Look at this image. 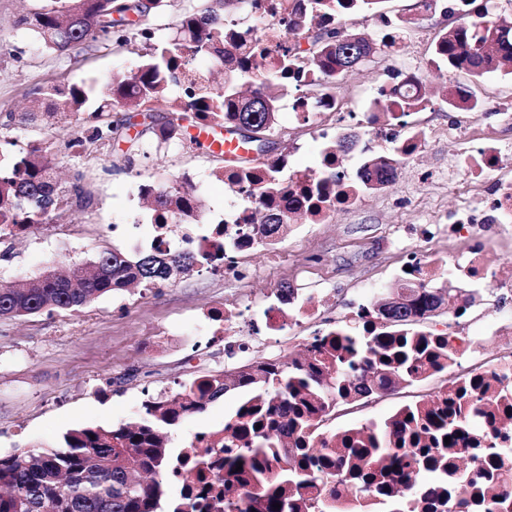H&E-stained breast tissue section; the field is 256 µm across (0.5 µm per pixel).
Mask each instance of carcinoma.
I'll use <instances>...</instances> for the list:
<instances>
[{"mask_svg":"<svg viewBox=\"0 0 512 512\" xmlns=\"http://www.w3.org/2000/svg\"><path fill=\"white\" fill-rule=\"evenodd\" d=\"M19 16L15 26L31 31L50 54L73 53L114 39L119 49L138 57L135 69L114 72L107 92L92 111L88 94L77 84L53 83L34 92L37 108L26 113V125L55 115L64 122L88 113L89 127L71 131L73 141L112 145V169L129 170L147 156L149 143L165 138L182 146H198L190 129L233 133L254 120L255 131L271 136L278 103L291 88L288 75L305 84L335 87L336 76L360 63V57L397 47V34H383L373 45L340 43L332 19L374 9L384 0H305L296 7L280 4L278 25L286 29L277 42L254 37L232 24L237 0H202L204 8L180 14L173 33L153 41V16L164 0H40ZM471 6L469 20L442 29L434 43L437 69L465 71L485 77L512 61V26L500 24L485 3ZM207 58L246 79L250 90L235 83L216 85L193 63ZM400 79L381 90L380 112L403 116L418 111L414 99L396 98ZM180 90L170 96V88ZM441 101L455 109L474 110L481 102L456 87L443 86ZM135 134H130V130ZM358 135L328 142L326 162L350 149ZM258 155L231 162L240 175V190L257 198L261 223L254 224L257 244L267 245L288 232L289 210L278 201L290 192L294 178L268 167L260 156L268 150L258 139L241 140ZM56 162L44 142L29 146L21 157L0 166V234L41 224L68 196L83 198L81 187L64 186L55 176ZM395 167L366 159L356 171L360 189L375 190L392 182ZM152 200L151 223L157 235L169 236L177 224H199L201 201L175 180L166 186L147 184ZM218 255L195 250L163 249L132 259L118 248L105 249L85 265L54 270L47 281L31 280L22 289L0 286V317H26L44 312L77 311L96 298L132 282L158 285L210 265ZM403 313L381 314V329L372 335L337 327L315 338L299 358L252 361L245 370H217L182 385L167 396L151 398L132 424L87 425L67 431L58 447L17 448L0 455V512H336V471L345 482L365 492H388L377 465L390 448L402 450L395 461L403 468L466 472L469 458L457 448L464 437L476 445L485 437L472 429L471 411L502 392L483 377L438 388L426 401L400 408L384 423L328 431L336 406L350 405L410 386L433 376L448 352L426 340L418 317H432L447 307L443 295L425 283ZM387 360H382V357ZM243 393L236 411L213 432H202L188 446L173 450L168 428L218 401L226 386ZM450 437V443L444 438ZM292 445L294 455L281 449ZM241 470H236L237 465ZM280 504L276 509L273 504Z\"/></svg>","mask_w":512,"mask_h":512,"instance_id":"carcinoma-1","label":"carcinoma"}]
</instances>
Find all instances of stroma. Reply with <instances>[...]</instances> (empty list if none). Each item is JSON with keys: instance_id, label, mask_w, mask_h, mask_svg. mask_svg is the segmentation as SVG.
Returning <instances> with one entry per match:
<instances>
[{"instance_id": "35a3bbf8", "label": "stroma", "mask_w": 512, "mask_h": 512, "mask_svg": "<svg viewBox=\"0 0 512 512\" xmlns=\"http://www.w3.org/2000/svg\"><path fill=\"white\" fill-rule=\"evenodd\" d=\"M415 0H386L381 13H355L340 25L346 31L377 41L378 17L390 22L407 18L396 53L344 72L336 96L345 111L371 110L393 70L419 72L428 102L412 120L428 140L426 148L401 165L395 181L379 190L360 193L351 204L332 209L318 222L293 224L278 243L260 245L239 255L244 278L225 279L208 270L182 274L147 288L135 284L103 296L77 312H55L21 318H0V454L17 447H53L63 434L89 424L134 422L148 397L170 394L177 385L211 370L232 369L246 361L299 354L313 331L348 321L353 302L363 289L385 294L396 283L404 251L415 246L413 230L431 224L428 248L446 263L433 287L470 289L457 272L466 244L446 225L463 204L473 203L467 190L449 189V179H462L455 148L443 137L449 124L471 134V146L493 138L504 170L512 171V72L474 80L462 71L441 72L432 64L433 46L446 21L441 12L418 13ZM36 0H0V162L10 163L30 141L48 142L57 156L64 185L77 184L83 198L67 205L43 224L23 233L0 237V284L22 286L57 262L79 264L103 249L118 247L129 254L148 250L154 236L144 183L165 184L187 177V189L199 197L204 216L223 213L232 194L216 176L222 161L204 147L178 144L151 150L132 170L112 168V149L89 146L78 152L66 147L67 135L40 125L23 126L20 118L31 104L30 92L48 82L85 86L99 96L104 78L135 68L138 58L114 48H97L77 56L44 54L35 38L14 21ZM467 86L484 99L477 111L442 106L438 89L444 83ZM291 97L280 102L275 155L288 159L285 175L318 169L323 141L318 126H334L335 116H295ZM290 284L299 301H313L316 314L297 325L271 332L264 312L276 303L275 292ZM480 303L461 319L480 358H496L502 344L486 328L502 304L491 287L479 286ZM237 309L236 330L247 352L228 355L224 324L217 312ZM435 381L420 390L373 400L366 407L338 415L336 430L382 423L398 408L431 394ZM241 400L228 391L220 401L170 428L172 447L192 441L198 433L223 425Z\"/></svg>"}]
</instances>
